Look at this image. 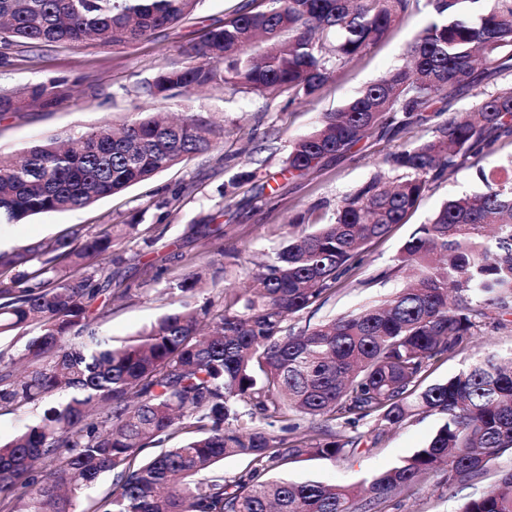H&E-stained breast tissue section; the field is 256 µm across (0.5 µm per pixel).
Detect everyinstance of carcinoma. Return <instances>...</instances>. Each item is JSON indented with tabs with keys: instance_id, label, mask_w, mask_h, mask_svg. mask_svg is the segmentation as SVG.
<instances>
[{
	"instance_id": "1",
	"label": "carcinoma",
	"mask_w": 512,
	"mask_h": 512,
	"mask_svg": "<svg viewBox=\"0 0 512 512\" xmlns=\"http://www.w3.org/2000/svg\"><path fill=\"white\" fill-rule=\"evenodd\" d=\"M201 0H0V44L119 46L153 39L191 19ZM182 47L186 62L138 84L146 96L196 90L297 96L317 93L380 41L398 18L426 11L407 63L360 91L292 141L283 171L302 176L362 141L397 136L447 112L490 80L512 75V0H267ZM62 78L0 86V113L55 107ZM224 130L198 115L153 116L114 128L56 135L0 155V224L88 207L209 151ZM512 136V88L454 112L431 135L388 154L385 170L336 207L334 221L297 228L224 307L189 304L158 317L116 346L95 325L94 304L112 293L118 248L136 224L0 254V335L30 327L28 370L0 365V409L51 406L0 444V512H76L75 499L108 472L112 494L91 512H382L396 494L432 478L453 487L512 456V356L479 355L428 386L434 359L455 354L487 308L512 315V168L477 160ZM472 161L484 190L448 201L404 243L392 296L315 327L289 321L335 293L362 261V248L403 223L429 184ZM257 178L240 171L224 198ZM309 420L305 433L288 413ZM430 412L445 421L426 446L368 486L263 480L262 472L305 454L338 457L368 419L376 436ZM284 422L274 434L272 419ZM175 435L180 444L146 463L140 450ZM250 459L228 480L226 457ZM461 512H512V469Z\"/></svg>"
}]
</instances>
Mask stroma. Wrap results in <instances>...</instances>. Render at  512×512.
Listing matches in <instances>:
<instances>
[{
    "instance_id": "obj_1",
    "label": "stroma",
    "mask_w": 512,
    "mask_h": 512,
    "mask_svg": "<svg viewBox=\"0 0 512 512\" xmlns=\"http://www.w3.org/2000/svg\"><path fill=\"white\" fill-rule=\"evenodd\" d=\"M240 3L202 0L194 20L168 36L130 46L61 45L25 52L13 46L6 51L10 66L0 67L2 86L57 76L67 77L71 84L67 98L56 108L0 116V152L4 154L54 134L86 131L104 123L119 125L143 112L178 116L194 113L224 129L221 147L196 155L122 194L76 211L36 215L20 224H0V252H13L70 235L79 228L90 231L100 224L138 223L139 237L125 243V261L112 269L111 294L99 299L104 313L98 326L113 343L127 340L158 315L179 306L180 296L167 293L166 288L187 275H202L200 291L190 298L193 305L222 307L225 293L241 290L250 268L220 267L214 262L217 253L230 256L242 252L247 258H259L272 253L288 238L292 231L289 218L303 214L313 222H329L339 200L369 181L381 169L385 155L398 146L399 141L373 138L359 143L340 159L318 165L304 177L281 172L291 142L312 131L323 113L334 111L403 64L408 44L425 24L422 12L392 26L384 38L338 70L308 98L288 91L271 95L240 92L230 97L215 89L203 95L173 98L139 93L141 80L184 63L182 45L198 38L204 26L222 22ZM253 166L260 169L257 180L244 184L232 202H225L222 193L229 174ZM481 188L474 170L467 167L431 183L405 223L395 225L387 237L368 244L351 278L321 307L293 318L292 326L299 330L349 314L396 291L402 285L401 276L384 280L380 274L392 270L400 248L416 228L445 201ZM175 191L180 198L171 211L158 210L156 200ZM190 224L216 225L221 236L216 240L191 236L186 232ZM488 349L505 356L512 354V323L502 327L494 320H485L462 352L432 362L428 382L447 380ZM441 421V415L421 414L378 438L371 433V423L363 422L358 426L362 441L346 455H306L268 469L265 477L361 484L425 446ZM511 468L512 458L505 456L471 483L450 489L428 481L402 492L387 503L383 512H457L466 498L487 490L500 472Z\"/></svg>"
}]
</instances>
